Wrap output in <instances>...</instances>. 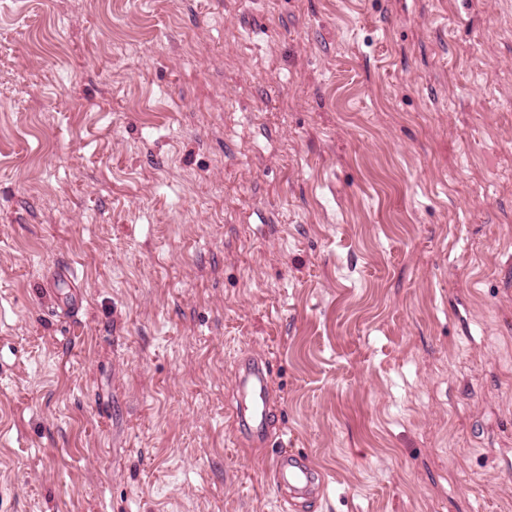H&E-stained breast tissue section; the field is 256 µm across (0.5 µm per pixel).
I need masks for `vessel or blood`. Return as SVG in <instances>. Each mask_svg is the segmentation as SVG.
Listing matches in <instances>:
<instances>
[{
	"label": "vessel or blood",
	"mask_w": 512,
	"mask_h": 512,
	"mask_svg": "<svg viewBox=\"0 0 512 512\" xmlns=\"http://www.w3.org/2000/svg\"><path fill=\"white\" fill-rule=\"evenodd\" d=\"M239 383L244 392L243 404L237 405L234 415L248 432L251 442L264 441L269 428L270 400L269 367L246 362L239 367ZM275 483L278 486L309 485L313 470L295 452L284 450L273 460Z\"/></svg>",
	"instance_id": "vessel-or-blood-1"
}]
</instances>
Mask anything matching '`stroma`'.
<instances>
[{
	"instance_id": "35a3bbf8",
	"label": "stroma",
	"mask_w": 512,
	"mask_h": 512,
	"mask_svg": "<svg viewBox=\"0 0 512 512\" xmlns=\"http://www.w3.org/2000/svg\"><path fill=\"white\" fill-rule=\"evenodd\" d=\"M0 512H512V0H0ZM269 375L266 363L244 362L239 367V383L245 402L237 405L233 414L254 443L264 441L269 428ZM275 484L279 487H308L312 483L314 471L293 451H280L273 460Z\"/></svg>"
}]
</instances>
